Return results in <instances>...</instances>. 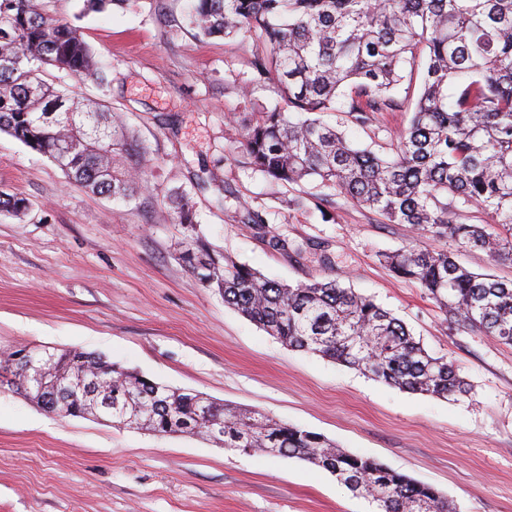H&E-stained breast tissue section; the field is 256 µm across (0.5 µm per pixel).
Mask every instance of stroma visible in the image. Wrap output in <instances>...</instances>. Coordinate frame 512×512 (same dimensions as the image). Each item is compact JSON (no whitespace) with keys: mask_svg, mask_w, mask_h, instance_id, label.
Wrapping results in <instances>:
<instances>
[{"mask_svg":"<svg viewBox=\"0 0 512 512\" xmlns=\"http://www.w3.org/2000/svg\"><path fill=\"white\" fill-rule=\"evenodd\" d=\"M83 0H43L77 22L110 84L67 81L106 101L151 151L148 189L125 204L68 181L62 170L0 134V191L27 199L0 214V352L17 345L105 354L145 377L251 408L318 433L439 491L456 512H512V345L457 328L381 253L414 233L313 182L283 185L232 151L242 119L274 108L279 88L255 81L242 39H205L184 24L189 0H127L81 16ZM411 111L368 126L322 119L352 143L384 152ZM190 198L206 239L268 278H342L389 310L431 355L454 362L465 397L410 393L295 350L225 305L178 258L181 225L170 190ZM306 244L271 249L233 211ZM464 267L512 279V261L435 240ZM332 265H323L321 254ZM0 512H373L327 471L296 458L246 455L199 436H157L89 417H61L0 391Z\"/></svg>","mask_w":512,"mask_h":512,"instance_id":"1","label":"stroma"}]
</instances>
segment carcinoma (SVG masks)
<instances>
[{
  "label": "carcinoma",
  "instance_id": "obj_1",
  "mask_svg": "<svg viewBox=\"0 0 512 512\" xmlns=\"http://www.w3.org/2000/svg\"><path fill=\"white\" fill-rule=\"evenodd\" d=\"M204 38L252 41L257 77L281 101L241 121L237 153L281 183L316 180L392 224L512 261V0H192L187 18ZM104 87L106 72L78 28L40 0H0V133L49 158L95 194L132 202L144 189L149 151L109 106L41 78L47 67ZM404 87V97L393 90ZM365 126L413 108L391 155L353 146L318 114L338 108ZM187 230L179 254L224 303L285 345L359 370L411 393L465 397L456 366L433 357L406 325L336 278L286 284L224 255L197 228L186 194L168 196ZM486 220L469 222L458 201ZM26 199L0 192V212ZM279 251L302 247L237 212ZM417 283L448 323L512 344V280L478 274L448 252L411 242L383 256ZM0 354V389L43 409L157 435L195 436L231 451L295 457L320 467L377 512H455L433 487L324 436L259 412L180 392L100 353L33 350L34 370Z\"/></svg>",
  "mask_w": 512,
  "mask_h": 512
}]
</instances>
